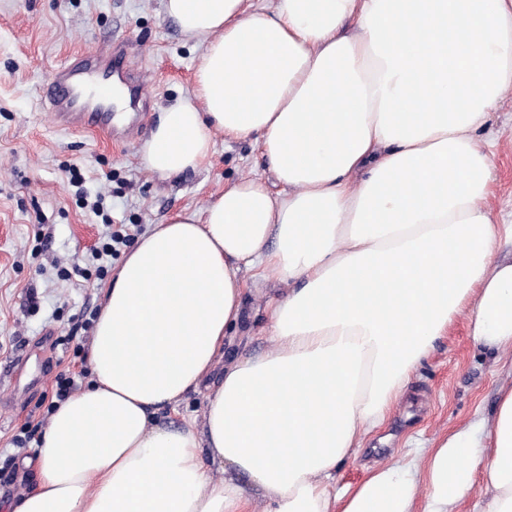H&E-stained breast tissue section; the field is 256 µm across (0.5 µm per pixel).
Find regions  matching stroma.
Listing matches in <instances>:
<instances>
[{
	"label": "stroma",
	"instance_id": "obj_1",
	"mask_svg": "<svg viewBox=\"0 0 512 512\" xmlns=\"http://www.w3.org/2000/svg\"><path fill=\"white\" fill-rule=\"evenodd\" d=\"M132 66L148 86L142 126L131 137L56 127L41 99L50 74L71 55L101 46ZM198 49L169 20L163 0H0V495L30 489L20 444L44 429L57 384L88 379L93 326L111 270L92 255L105 243V220L134 236L179 212H195L225 183L264 172L258 147L216 136L204 168L172 178L148 171L142 148L163 109L195 88ZM498 142L493 208L512 204V91L488 132ZM276 280L246 290L244 318L229 332L225 360L268 349L267 302ZM512 384V348L488 352L472 340L465 316L412 373L388 422L356 456L336 466L337 487L357 484L367 467L429 448L457 426L492 421L501 386Z\"/></svg>",
	"mask_w": 512,
	"mask_h": 512
}]
</instances>
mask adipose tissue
Segmentation results:
<instances>
[{
	"label": "adipose tissue",
	"instance_id": "1",
	"mask_svg": "<svg viewBox=\"0 0 512 512\" xmlns=\"http://www.w3.org/2000/svg\"><path fill=\"white\" fill-rule=\"evenodd\" d=\"M201 48L196 89L142 149L169 178L214 132L251 139L269 176L154 225L113 271L88 384L50 414L31 490L0 512H512V386L407 463L337 489L415 368L466 315L512 345V209L493 213L512 91V0H165ZM279 192H272L271 184ZM286 283L272 346L222 366L243 272ZM206 387L200 413L156 421ZM497 112L494 127L483 133V136L492 137L498 142L495 159L497 181L495 193L490 199L491 206L496 210L511 205L512 200V91L504 96Z\"/></svg>",
	"mask_w": 512,
	"mask_h": 512
}]
</instances>
